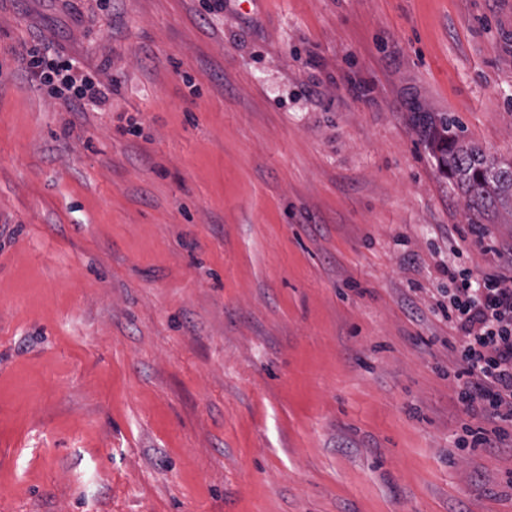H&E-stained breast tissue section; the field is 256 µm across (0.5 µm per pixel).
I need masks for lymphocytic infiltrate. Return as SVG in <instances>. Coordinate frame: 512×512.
Wrapping results in <instances>:
<instances>
[{
  "label": "lymphocytic infiltrate",
  "instance_id": "lymphocytic-infiltrate-1",
  "mask_svg": "<svg viewBox=\"0 0 512 512\" xmlns=\"http://www.w3.org/2000/svg\"><path fill=\"white\" fill-rule=\"evenodd\" d=\"M32 80L50 87L72 109L109 102L115 89L100 76L75 78L68 63L46 65L39 46L26 51ZM498 269L474 277L468 269H449L448 301L437 310L458 331L459 393L468 411L493 422V430L478 429L472 445L484 447L490 435H504L512 426V244L499 249Z\"/></svg>",
  "mask_w": 512,
  "mask_h": 512
}]
</instances>
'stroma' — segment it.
<instances>
[{"instance_id":"35a3bbf8","label":"stroma","mask_w":512,"mask_h":512,"mask_svg":"<svg viewBox=\"0 0 512 512\" xmlns=\"http://www.w3.org/2000/svg\"><path fill=\"white\" fill-rule=\"evenodd\" d=\"M207 4L0 0V512H512L431 310L512 223L416 121L512 163V0ZM40 46L43 44L38 43L26 51L27 73L40 85L49 86L53 96L69 108L79 110L89 103L104 105L112 94L118 92L112 81L105 82L99 74L75 78L69 73L72 65L69 66L66 61L43 66Z\"/></svg>"}]
</instances>
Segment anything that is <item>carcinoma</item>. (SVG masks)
<instances>
[{"label":"carcinoma","mask_w":512,"mask_h":512,"mask_svg":"<svg viewBox=\"0 0 512 512\" xmlns=\"http://www.w3.org/2000/svg\"><path fill=\"white\" fill-rule=\"evenodd\" d=\"M455 128L456 121L449 115L424 128L440 171L456 180L468 210L480 212L506 203L512 213V164L494 163L479 146L465 142Z\"/></svg>","instance_id":"1"}]
</instances>
